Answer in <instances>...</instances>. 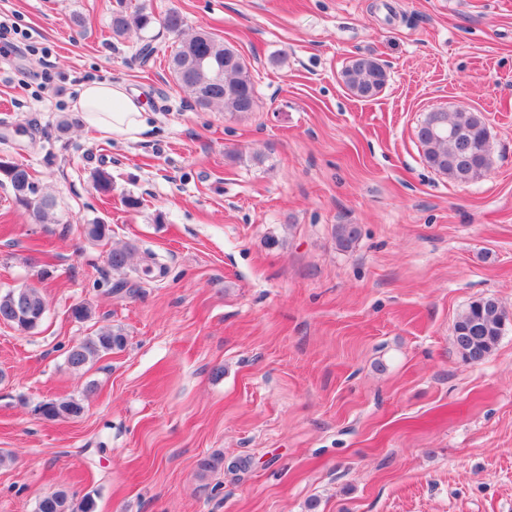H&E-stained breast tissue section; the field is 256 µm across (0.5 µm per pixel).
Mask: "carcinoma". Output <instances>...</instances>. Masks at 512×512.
<instances>
[{
  "mask_svg": "<svg viewBox=\"0 0 512 512\" xmlns=\"http://www.w3.org/2000/svg\"><path fill=\"white\" fill-rule=\"evenodd\" d=\"M157 25L179 38L168 55L169 68L192 95L196 106L231 113L255 110L253 77L234 46L205 30L184 36V18L175 10L157 17L140 5L130 11L120 9L112 13L113 35L120 37L131 31L146 34L137 51L144 62L163 51L156 39L147 35ZM343 78L352 94L367 99L380 93L388 75L375 58L361 55L350 61ZM418 140L427 165L454 181L468 183L490 169L489 132L481 112H431L418 130ZM0 185L9 187L15 203L39 222L55 206L54 199L42 192L39 182L22 163L0 160ZM360 234L357 224H338L334 229L336 244L342 251L352 248ZM135 254L136 249L129 245L114 248L108 254V263L112 270L122 272L133 264ZM46 312L45 297L36 287L22 294L15 288L0 293V318L21 332L37 329ZM505 319L495 298L488 296L473 301L453 324L454 345L462 358L470 363L485 361L499 342ZM125 342L120 331L102 327L68 349L67 364L76 372L88 370L104 355L123 348ZM35 411L47 420H58L80 416L84 406L74 398L48 400L37 405ZM96 509L92 495L87 494L77 502L63 490L43 497L37 505V512H96Z\"/></svg>",
  "mask_w": 512,
  "mask_h": 512,
  "instance_id": "carcinoma-1",
  "label": "carcinoma"
}]
</instances>
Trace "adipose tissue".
I'll use <instances>...</instances> for the list:
<instances>
[{
  "instance_id": "ef3b65f1",
  "label": "adipose tissue",
  "mask_w": 512,
  "mask_h": 512,
  "mask_svg": "<svg viewBox=\"0 0 512 512\" xmlns=\"http://www.w3.org/2000/svg\"><path fill=\"white\" fill-rule=\"evenodd\" d=\"M75 108L89 126L108 134H136L146 129L143 104L120 83L86 85Z\"/></svg>"
}]
</instances>
